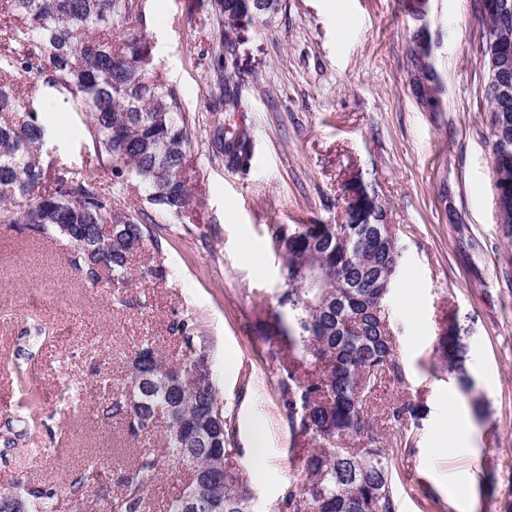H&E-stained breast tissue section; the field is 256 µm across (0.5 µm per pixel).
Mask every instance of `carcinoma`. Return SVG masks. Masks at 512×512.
<instances>
[{"mask_svg": "<svg viewBox=\"0 0 512 512\" xmlns=\"http://www.w3.org/2000/svg\"><path fill=\"white\" fill-rule=\"evenodd\" d=\"M213 20L210 92L206 122L208 150L232 168L247 165L252 152L248 130L224 124V113L243 109L238 84L224 69V48L233 44L229 30L245 16L269 23L280 0H198ZM429 0L412 14L421 21L413 34L416 80L436 82L426 59L433 35L425 18ZM33 72L27 97L49 92L82 116L97 165L107 168L115 184L135 181L147 201L162 212L182 213L193 203L184 176L191 138L189 116L176 90L153 62L142 0H4L0 4V223L23 224L35 237L63 236L62 224L80 234L73 240L71 267L98 283L97 268L108 269L112 283L128 281L129 257L148 236L139 215L118 207L112 193L90 175L64 168L51 172L42 149L46 128L36 112L22 110L14 83L18 72ZM490 112L503 140L512 144V95L490 100ZM495 186L512 199V160L493 149ZM53 179V188L42 191ZM17 197L30 204L13 206ZM380 207L372 198L349 209L344 224H273L272 245L284 258L286 287L278 306L288 313L279 323L288 350L300 355L278 386L279 400L291 425L311 441L302 489L291 485L276 512H398L393 487L394 454L366 419L368 402L385 381L401 383L405 369L395 352L386 309L399 261L395 225L378 238L369 231ZM326 269V288H311L305 277L311 265ZM466 329L452 322L439 336L437 352L470 397L473 414L482 418L486 403L473 394L467 372ZM205 359L190 355L170 366L146 344L132 362L131 379L140 384L138 405L128 390L114 393L100 406L104 420L119 417L133 437L149 434L159 416L166 417L164 447L194 475L191 485L167 505L166 512H249V496L227 466L234 441L232 414L212 385L194 379L192 365ZM310 370L297 374L298 366ZM178 376L177 393L167 381ZM420 418L418 406L406 402L389 409L400 426ZM159 460L142 456L121 478L123 492L103 503L107 512H141L144 494L156 477ZM30 512H55V493L19 483Z\"/></svg>", "mask_w": 512, "mask_h": 512, "instance_id": "cac0c4a2", "label": "carcinoma"}]
</instances>
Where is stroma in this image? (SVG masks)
Listing matches in <instances>:
<instances>
[{"mask_svg": "<svg viewBox=\"0 0 512 512\" xmlns=\"http://www.w3.org/2000/svg\"><path fill=\"white\" fill-rule=\"evenodd\" d=\"M188 0H145L153 59L191 116L186 175L196 204L182 214L151 211L135 184L113 185L97 167L86 127L70 104L48 95L32 108L48 130L46 160L93 172L119 207L148 216L150 235L129 261V282L82 280L69 265L73 245L0 224V494L18 479L55 490L58 512H74L70 483L99 472L84 512L116 497L124 469L160 456L147 490L149 512H166L185 472L162 458L158 435L132 437L120 419L92 413L128 380L149 342L170 364L204 352L210 377L234 417L229 464L252 496L253 512H274L303 476L308 440L290 427L278 399L288 346L279 339L282 259L273 224H342L355 187L365 188L395 225L402 259L390 296L401 383L374 395L368 420L388 448L399 431L389 406L419 405L413 445L399 455L393 486L399 512H512V243L498 222L492 172V115L485 98L479 0H429L428 20L443 39L433 64L444 109L416 95L410 60L415 20L403 0H281L267 26L244 21L231 32L234 79L244 109L226 123L247 127L246 170L205 154L209 39L206 14ZM185 320V333L173 332ZM468 331L469 373L489 414L473 422L477 450L433 451L442 422L468 402L436 351L449 321ZM50 329L39 336L37 326ZM236 359L225 369L226 356ZM265 428L266 476L255 484L252 429ZM462 472L459 484L445 477Z\"/></svg>", "mask_w": 512, "mask_h": 512, "instance_id": "35a3bbf8", "label": "stroma"}]
</instances>
